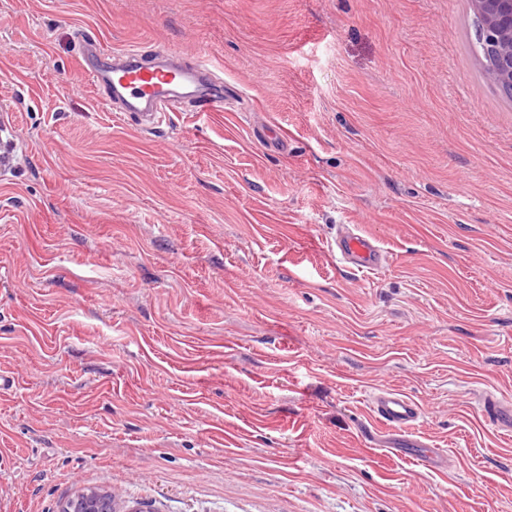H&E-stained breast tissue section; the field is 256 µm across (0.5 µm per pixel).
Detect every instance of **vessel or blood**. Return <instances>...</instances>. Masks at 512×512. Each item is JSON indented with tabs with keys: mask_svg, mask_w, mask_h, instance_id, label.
Instances as JSON below:
<instances>
[{
	"mask_svg": "<svg viewBox=\"0 0 512 512\" xmlns=\"http://www.w3.org/2000/svg\"><path fill=\"white\" fill-rule=\"evenodd\" d=\"M81 55L85 79L120 100L127 111L136 113L144 129L154 126L164 105L186 95L191 96L194 111L224 109V91L212 83V64L205 53H197L192 62L181 66L151 62L137 50L118 53L107 65L98 66L94 63L97 50L90 43L82 48ZM334 244L337 262L352 272H371L387 261L377 239L347 225L339 227ZM369 407L375 422L385 428L384 442L393 453L409 456L429 469L445 466L442 452L410 437L423 414L416 400L401 391L380 387L371 393ZM482 413L490 425L512 430V408L493 394L484 396Z\"/></svg>",
	"mask_w": 512,
	"mask_h": 512,
	"instance_id": "obj_1",
	"label": "vessel or blood"
}]
</instances>
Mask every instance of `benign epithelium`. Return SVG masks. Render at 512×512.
Listing matches in <instances>:
<instances>
[{
  "label": "benign epithelium",
  "instance_id": "benign-epithelium-1",
  "mask_svg": "<svg viewBox=\"0 0 512 512\" xmlns=\"http://www.w3.org/2000/svg\"><path fill=\"white\" fill-rule=\"evenodd\" d=\"M484 18L482 37L491 51L487 77L498 87L512 89V0H471Z\"/></svg>",
  "mask_w": 512,
  "mask_h": 512
}]
</instances>
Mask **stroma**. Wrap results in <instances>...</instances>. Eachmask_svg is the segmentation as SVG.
<instances>
[{"mask_svg":"<svg viewBox=\"0 0 512 512\" xmlns=\"http://www.w3.org/2000/svg\"><path fill=\"white\" fill-rule=\"evenodd\" d=\"M470 0H0V512H512V100ZM207 50L155 128L82 82ZM388 254L339 267L338 225ZM424 407L429 470L373 445ZM369 407L374 421L386 429V448L413 458L427 469L448 466L446 456L437 448L406 437L422 418L423 408L416 400L401 391L379 387L370 394ZM482 413L487 422L498 428L512 430V410L491 393L482 400Z\"/></svg>","mask_w":512,"mask_h":512,"instance_id":"35a3bbf8","label":"stroma"}]
</instances>
